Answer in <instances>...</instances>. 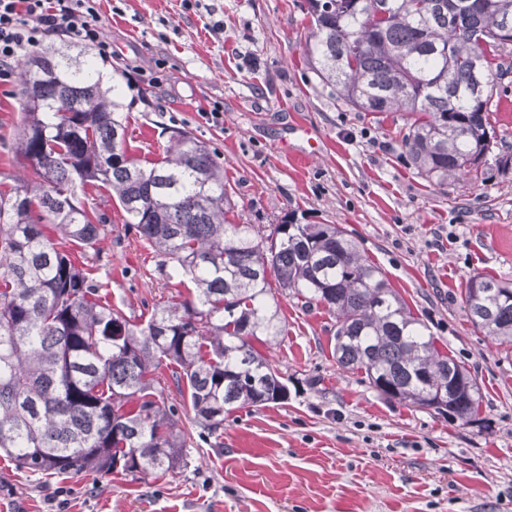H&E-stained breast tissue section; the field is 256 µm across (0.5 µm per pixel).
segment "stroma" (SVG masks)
<instances>
[{"label":"stroma","mask_w":512,"mask_h":512,"mask_svg":"<svg viewBox=\"0 0 512 512\" xmlns=\"http://www.w3.org/2000/svg\"><path fill=\"white\" fill-rule=\"evenodd\" d=\"M112 46L86 57L120 91L127 146L160 161L173 132L214 150L236 216L336 224L384 272L436 345L476 378L475 419L451 421L380 396L340 370L336 319L284 291V326L260 345L288 382L286 403L225 416L200 436L160 366L166 406L187 435L186 467L153 476L86 472L51 480L0 452V512H512V347L475 327L470 277L512 287V171L439 186L397 138V112H361L309 65L305 0H100ZM19 79L0 82V171L12 153ZM110 218L91 276L128 318L178 301L154 248L126 230L106 188H80Z\"/></svg>","instance_id":"obj_1"}]
</instances>
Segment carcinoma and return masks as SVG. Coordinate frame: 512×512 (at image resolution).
I'll return each instance as SVG.
<instances>
[{
  "instance_id": "1",
  "label": "carcinoma",
  "mask_w": 512,
  "mask_h": 512,
  "mask_svg": "<svg viewBox=\"0 0 512 512\" xmlns=\"http://www.w3.org/2000/svg\"><path fill=\"white\" fill-rule=\"evenodd\" d=\"M308 0L312 69L364 112H402L401 147L440 185L505 171L489 152L493 101L474 96L477 58L495 72L512 46L482 44L512 31V0ZM22 107L14 153L27 171L0 181V449L31 474L175 471L185 440L174 432L157 370L187 396L202 432L224 414L288 400L277 367L256 348L282 335L269 276L336 317L340 370L363 372L391 401L465 422L479 387L440 352L382 270L336 224L232 222L217 157L189 133L171 136L159 163L128 154L119 102L90 59L34 54L19 73ZM111 191L124 224L155 248L158 271L190 279L188 298L134 323L80 268L104 232L77 185ZM172 271H167V268ZM472 323L512 346V288L470 278Z\"/></svg>"
}]
</instances>
